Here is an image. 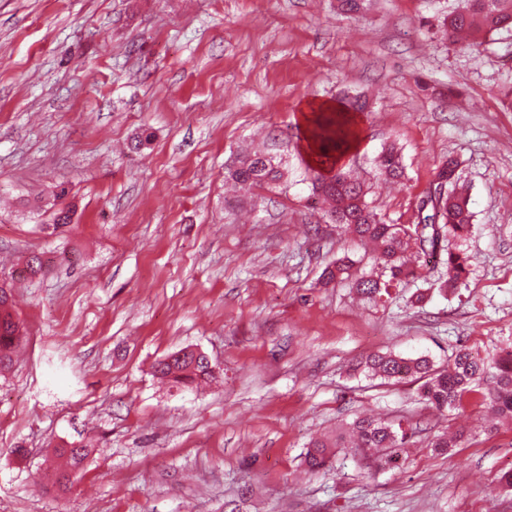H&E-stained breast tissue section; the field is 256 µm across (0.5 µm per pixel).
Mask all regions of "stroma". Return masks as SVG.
I'll return each mask as SVG.
<instances>
[{"mask_svg":"<svg viewBox=\"0 0 512 512\" xmlns=\"http://www.w3.org/2000/svg\"><path fill=\"white\" fill-rule=\"evenodd\" d=\"M458 4L0 0V278L26 336L0 374V512H512V424L353 371L386 350H512V27L462 48L443 33ZM358 94L342 163L386 223H416L456 161L473 214L448 242L472 257L456 288L440 256L380 301L322 282L344 256L373 268L310 195L300 108ZM391 143L396 184L375 166ZM256 150L287 158L286 189L225 181ZM184 347L215 380L154 377ZM359 415L420 434L398 467L341 449L307 474L309 440ZM436 424L466 444L434 452ZM80 440L95 452L57 493L48 460Z\"/></svg>","mask_w":512,"mask_h":512,"instance_id":"1","label":"stroma"}]
</instances>
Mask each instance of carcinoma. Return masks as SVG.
<instances>
[{
  "label": "carcinoma",
  "mask_w": 512,
  "mask_h": 512,
  "mask_svg": "<svg viewBox=\"0 0 512 512\" xmlns=\"http://www.w3.org/2000/svg\"><path fill=\"white\" fill-rule=\"evenodd\" d=\"M511 26L512 0H463L459 10L449 15L444 23L448 39L468 47L479 46L488 34ZM364 108L360 99H350L344 112L316 115L311 129L321 166V170L313 172L312 193L329 202L326 218L335 219L339 229L347 227L362 247L370 248L366 255L373 268L379 271L376 276L355 279L352 288L372 299L416 278L417 269L404 261L405 252L412 246L416 247L420 264L429 254L446 252L450 279L443 281L440 289L455 287L467 274L470 257L460 250H448L445 242L450 236L462 239L469 233L472 213L467 198L453 191L439 196L429 194L420 202L419 211L423 216L418 223L383 222L366 201L365 184L338 168L352 136L349 112H362ZM378 166L380 174L388 179L405 176L401 153L394 145L382 150ZM226 175L249 193L256 187H276L287 178L288 167L283 160L260 152L236 157L228 165ZM19 340L20 326L9 310V298L0 299V371L10 366ZM355 370L369 378L416 383L419 397L438 411L462 406L466 399L478 394L477 387L490 376L494 385L481 396L489 400V405L502 418L512 422V351L486 358L461 349L445 367L435 365L426 356L406 358L391 351L378 352L359 361ZM155 372L176 385L190 387L213 377L215 368L209 360L187 354L172 364L159 360ZM347 432L354 438L355 451L373 449L386 464L399 461L413 437L401 423L374 417L357 418ZM461 444V436L440 431L434 435L430 447L441 450L458 448ZM344 447L346 440L341 433L333 440H314L308 444L303 462L310 473L316 474L326 469L333 449ZM92 452L87 445L73 442L57 449L56 455L66 458V464L53 468L54 484L60 489L68 488L63 479L70 473H80Z\"/></svg>",
  "instance_id": "cac0c4a2"
}]
</instances>
